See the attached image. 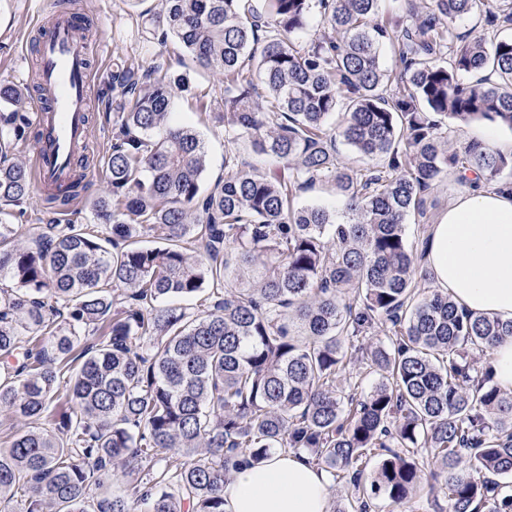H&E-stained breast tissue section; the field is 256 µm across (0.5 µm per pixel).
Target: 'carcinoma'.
Returning a JSON list of instances; mask_svg holds the SVG:
<instances>
[{"label": "carcinoma", "instance_id": "obj_1", "mask_svg": "<svg viewBox=\"0 0 512 512\" xmlns=\"http://www.w3.org/2000/svg\"><path fill=\"white\" fill-rule=\"evenodd\" d=\"M482 6L495 35L447 24ZM314 8L326 32L299 48ZM378 14L379 0H164L158 41L224 86V175L202 187L204 143L172 118L188 75L118 63L128 111L112 124L106 228L44 224L23 245L0 221V411L29 424L0 448V512H224L233 469L276 451L347 487L337 512L431 481L451 512H512V393L472 363L512 320L420 295L425 251L405 229L450 173L512 186V154L452 147L448 126L512 128V35H497L512 0ZM32 134L22 93L1 85V203L29 196L12 156ZM243 135L288 178L249 169L232 148ZM338 136L363 166L342 164ZM87 168L47 190L46 213L84 196ZM318 182L349 220L294 204ZM364 361L380 375L366 392L346 376ZM117 460L130 483L105 491Z\"/></svg>", "mask_w": 512, "mask_h": 512}]
</instances>
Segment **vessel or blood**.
I'll return each mask as SVG.
<instances>
[{"label": "vessel or blood", "mask_w": 512, "mask_h": 512, "mask_svg": "<svg viewBox=\"0 0 512 512\" xmlns=\"http://www.w3.org/2000/svg\"><path fill=\"white\" fill-rule=\"evenodd\" d=\"M33 52L40 74L35 94L33 142L38 188L68 181L89 136L93 73L91 46L75 15H59L45 27Z\"/></svg>", "instance_id": "vessel-or-blood-1"}]
</instances>
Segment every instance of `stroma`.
<instances>
[{
    "mask_svg": "<svg viewBox=\"0 0 512 512\" xmlns=\"http://www.w3.org/2000/svg\"><path fill=\"white\" fill-rule=\"evenodd\" d=\"M54 0H0V84H7L34 94L36 65L28 50L38 41L46 22L54 13ZM72 11L93 16L95 27L90 41L93 54L90 64L98 80L93 87L89 111L91 125L87 152L94 157L88 171L93 183L91 197L82 199L68 210L58 212L59 224L94 223L96 198L104 196L108 187L105 160L112 142V114L119 102L112 96V71L119 62L158 66L161 72L189 74L193 84L208 91L206 103H199L189 93L175 97L172 111L176 120L195 128L205 141L207 151L206 181L224 172V100L223 87L216 76L197 66L191 55L176 40L166 44L157 41L159 0H73ZM463 188L453 177L437 182L430 196L425 219L412 216L407 220V238L417 244L423 238L420 223H435L450 201ZM373 512H448V499L442 487H423L410 501L397 504L381 497L375 500Z\"/></svg>",
    "mask_w": 512,
    "mask_h": 512,
    "instance_id": "1",
    "label": "stroma"
}]
</instances>
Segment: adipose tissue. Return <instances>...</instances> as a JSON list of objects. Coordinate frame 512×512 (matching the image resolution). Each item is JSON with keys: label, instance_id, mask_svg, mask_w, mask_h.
I'll list each match as a JSON object with an SVG mask.
<instances>
[{"label": "adipose tissue", "instance_id": "ef3b65f1", "mask_svg": "<svg viewBox=\"0 0 512 512\" xmlns=\"http://www.w3.org/2000/svg\"><path fill=\"white\" fill-rule=\"evenodd\" d=\"M425 264L463 310L512 319V189L470 187L427 231ZM329 474L305 455L275 452L240 465L224 512H330Z\"/></svg>", "mask_w": 512, "mask_h": 512}]
</instances>
